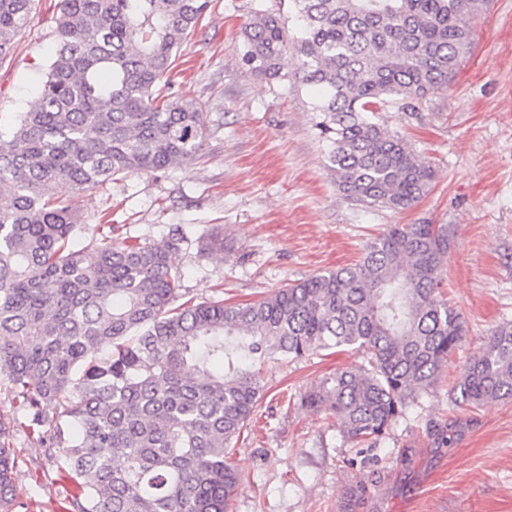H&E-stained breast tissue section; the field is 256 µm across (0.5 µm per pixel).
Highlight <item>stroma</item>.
Segmentation results:
<instances>
[{"instance_id": "1", "label": "stroma", "mask_w": 512, "mask_h": 512, "mask_svg": "<svg viewBox=\"0 0 512 512\" xmlns=\"http://www.w3.org/2000/svg\"><path fill=\"white\" fill-rule=\"evenodd\" d=\"M58 0H34L13 54L0 62V128L26 111L57 42ZM288 13L289 0H211L182 45L165 94L206 114L197 160L129 174L81 194V245L97 227L160 242L181 233L174 262L187 297L246 302L355 262L393 224H445L451 246L442 292L465 337L438 380L411 400L389 435L353 446L334 415L302 406L323 377L365 364L363 352L323 350L262 364L264 391L230 448L242 481L228 512H512V402L472 409L452 400L465 361L499 325L512 323V0H485L471 20L473 52L415 113L388 105L377 122L429 163L426 196L395 212L346 199L328 168L308 88L248 73L236 38L257 7ZM224 253L203 250L212 231ZM459 433L449 436V420ZM16 483L25 512H62L75 488L23 431Z\"/></svg>"}]
</instances>
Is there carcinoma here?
I'll list each match as a JSON object with an SVG mask.
<instances>
[{
    "label": "carcinoma",
    "mask_w": 512,
    "mask_h": 512,
    "mask_svg": "<svg viewBox=\"0 0 512 512\" xmlns=\"http://www.w3.org/2000/svg\"><path fill=\"white\" fill-rule=\"evenodd\" d=\"M256 10L237 50L250 74L282 78L293 49L316 91L330 169L347 198L393 211L428 192L432 166L372 119L414 111L457 75L484 0H291ZM33 0H0V61ZM210 0H60L46 80L0 132V378L26 421L0 419V512H16L15 430L80 489L70 512H228L241 481L227 449L263 392L246 361L352 348L302 405L341 421L354 445L382 440L408 400L431 386L463 338L439 298L446 224H393L363 256L245 304L183 300L172 261L184 242L76 247L78 194L118 175L195 160L204 112L159 83ZM455 402H512V324L464 367Z\"/></svg>",
    "instance_id": "1"
}]
</instances>
